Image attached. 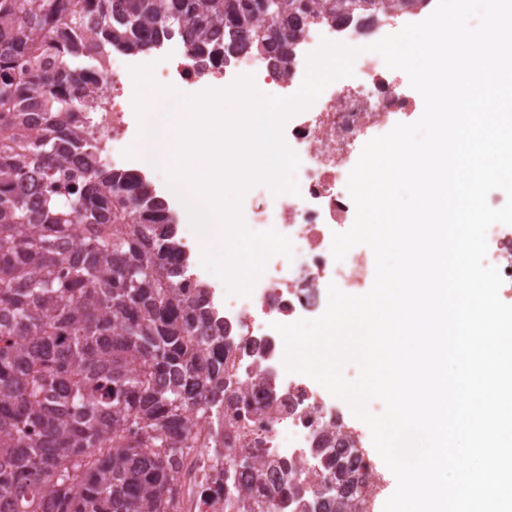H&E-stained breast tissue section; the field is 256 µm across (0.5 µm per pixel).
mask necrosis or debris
Masks as SVG:
<instances>
[{"label":"necrosis or debris","mask_w":512,"mask_h":512,"mask_svg":"<svg viewBox=\"0 0 512 512\" xmlns=\"http://www.w3.org/2000/svg\"><path fill=\"white\" fill-rule=\"evenodd\" d=\"M362 34L355 22L309 23L282 71L250 53L234 56L224 67L204 70L188 55L162 48L141 55L113 50L112 63L100 81L98 114L113 168L128 171L140 163L133 68H150L156 84L172 88L188 84L203 89L220 82L229 86L250 74L268 94L289 97L299 90L308 57L322 41L346 45ZM415 107V97L401 89L399 78L387 71L380 55L364 52L356 58L351 83L327 86L310 106L284 123L283 140L300 160L295 174L299 192L277 195L264 189L263 203L246 199L241 216L247 230L273 229L288 237L293 255L270 257L249 296L224 294V447L218 457L207 448L192 450L182 512H207L204 497L224 498L229 488L253 490L259 472L267 483L299 492L312 512H334L310 484L351 445L359 449L351 463L366 479L358 512H377L389 483L376 453L367 448L363 428L341 399L314 379L286 370L285 344L275 326L320 317L327 307L329 285L352 295L372 276L368 256L348 255L338 261L331 253L337 226L348 224L355 208L347 189L350 158L371 132L392 125ZM487 243L490 263L503 279L499 295L512 299V225H493ZM257 374L266 383L270 406H263L257 394ZM219 469L226 475L221 486L212 482Z\"/></svg>","instance_id":"1"}]
</instances>
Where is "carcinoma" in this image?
<instances>
[{"label": "carcinoma", "mask_w": 512, "mask_h": 512, "mask_svg": "<svg viewBox=\"0 0 512 512\" xmlns=\"http://www.w3.org/2000/svg\"><path fill=\"white\" fill-rule=\"evenodd\" d=\"M426 2L276 0L270 35L265 0H0V512H180L188 451L224 444V319L185 293L167 202L103 160L86 116L112 48L182 30L197 63L282 67L310 19ZM334 480L351 512L364 479L338 457Z\"/></svg>", "instance_id": "obj_1"}]
</instances>
